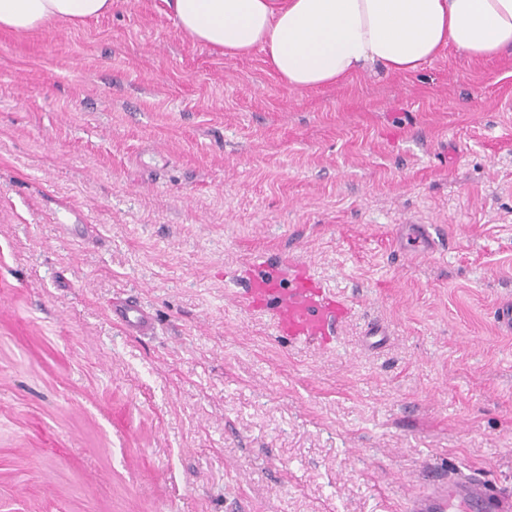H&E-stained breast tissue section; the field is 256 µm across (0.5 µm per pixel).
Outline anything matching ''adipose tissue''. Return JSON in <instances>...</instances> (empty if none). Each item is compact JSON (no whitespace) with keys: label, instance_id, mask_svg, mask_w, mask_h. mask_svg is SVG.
<instances>
[{"label":"adipose tissue","instance_id":"ef3b65f1","mask_svg":"<svg viewBox=\"0 0 512 512\" xmlns=\"http://www.w3.org/2000/svg\"><path fill=\"white\" fill-rule=\"evenodd\" d=\"M182 31L230 57L262 51L290 88L317 89L370 67L405 74L452 47L512 52V0H165ZM114 0H0V28L79 25Z\"/></svg>","mask_w":512,"mask_h":512}]
</instances>
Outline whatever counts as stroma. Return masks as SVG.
Returning <instances> with one entry per match:
<instances>
[{"label": "stroma", "instance_id": "stroma-1", "mask_svg": "<svg viewBox=\"0 0 512 512\" xmlns=\"http://www.w3.org/2000/svg\"><path fill=\"white\" fill-rule=\"evenodd\" d=\"M301 268L351 308L324 344L245 302ZM126 297L154 335L113 323ZM509 300L511 54L299 91L165 0L0 30V512H408L426 467L512 489Z\"/></svg>", "mask_w": 512, "mask_h": 512}]
</instances>
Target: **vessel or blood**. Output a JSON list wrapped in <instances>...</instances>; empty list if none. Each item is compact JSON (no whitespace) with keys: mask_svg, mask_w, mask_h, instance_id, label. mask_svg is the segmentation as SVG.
Wrapping results in <instances>:
<instances>
[{"mask_svg":"<svg viewBox=\"0 0 512 512\" xmlns=\"http://www.w3.org/2000/svg\"><path fill=\"white\" fill-rule=\"evenodd\" d=\"M251 303L263 307L280 335L295 342H321L335 335L342 324L343 301L322 288L310 276L297 277L285 288H249ZM110 314L130 336L152 334L155 315L143 304L125 300L112 305ZM512 512V493L473 474L448 472L426 482L423 495L413 504L414 512Z\"/></svg>","mask_w":512,"mask_h":512,"instance_id":"b4317fda","label":"vessel or blood"}]
</instances>
